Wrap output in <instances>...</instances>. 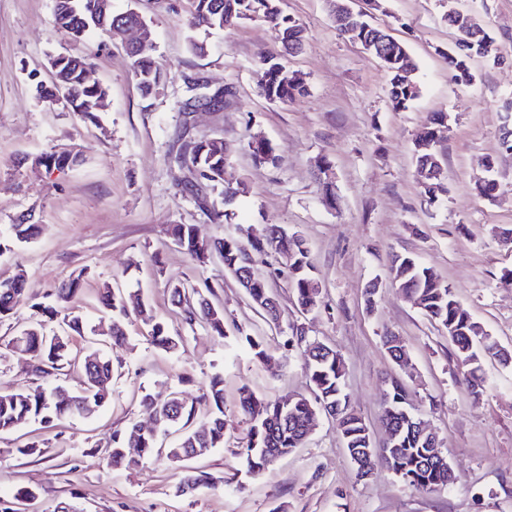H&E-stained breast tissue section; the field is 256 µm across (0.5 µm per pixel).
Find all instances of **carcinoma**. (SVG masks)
I'll return each mask as SVG.
<instances>
[{
  "label": "carcinoma",
  "instance_id": "obj_1",
  "mask_svg": "<svg viewBox=\"0 0 512 512\" xmlns=\"http://www.w3.org/2000/svg\"><path fill=\"white\" fill-rule=\"evenodd\" d=\"M55 6L54 24L73 37H80L88 30L99 31L104 36L118 38L123 27H131L144 22L134 11L112 12V0H58ZM193 10L188 25L193 30L222 29L243 20L264 21L267 18H281L289 21L288 43L285 50H301L305 35L304 29L283 15L279 0H192ZM448 24L456 26L462 39L474 38L483 41L481 57L493 58L501 51L496 39L485 28L476 35L471 27L456 25L450 19ZM132 67L140 91L153 93L163 79L161 69L146 54L131 52ZM389 71V97L396 110L408 106L417 90L408 89L413 82L416 63L409 53L395 59L383 61ZM91 66L86 58L59 54L51 61L53 90L47 91L42 83H37L39 96L51 98L56 95L68 97L67 109L79 114L83 119L95 123L99 119L101 103L108 97V90L100 83H90L85 79V71ZM262 90L267 100L285 103L305 93L302 83L293 81L291 71L274 56L263 60ZM190 96L184 103V110L195 107L216 108L222 102L217 89L195 81L187 83ZM182 144L174 155V161L182 166H192L198 173L203 188L184 184L181 192L202 203L214 224H226L232 219L229 207L244 192V184L236 183L233 188L224 184V169L232 153L231 146L222 136L211 140L193 142V139L179 135ZM416 167L419 173L438 168L443 173V156L419 147L414 149ZM38 163L48 171H64L79 165L81 157L71 151H51L38 156ZM37 224H12L6 235L0 233V254L17 242H26L36 236ZM177 243L199 264H206L212 256L224 260V270L236 276L249 268L245 259L252 253L264 255L288 254L289 283L297 302L303 311L308 312L318 306L320 292L312 287L315 277L309 261L305 240L296 233H288L279 224H265L261 231L249 226L245 229L246 238L226 234L214 240H202L192 224H177L173 228ZM392 285L417 301L424 313L435 319L448 331V340L454 347L458 365L464 370V380L471 394L483 392L486 381L483 363L489 360L483 340L486 336L474 335L473 321L468 312L458 305L448 283L442 281L432 268L425 266L412 256L398 255L391 268ZM87 280L85 270H80L61 283L41 302H30L25 295V275L19 273L8 282H0V322L14 316L17 310L26 306L31 310V322L22 329L19 338L23 340L24 351L37 366H47L61 370L69 356L70 335H84L86 322L82 316L70 310V303L77 298ZM212 292L210 285L205 289L187 285L171 288L172 302L181 311L184 322L193 327L197 324L210 329L218 336L224 335V308L210 300L204 292ZM249 298L257 309L263 311L267 319L276 324L280 312L275 305L274 293L268 282L261 276L254 278V287L249 289ZM99 304L112 312L113 343H121L126 338V322L130 319L124 300L123 290L103 285L98 293ZM144 325L150 328L153 343L167 351L173 350L175 338L170 336L164 323L156 318L150 307L143 304L136 311ZM292 338L303 347L307 376L313 391V398L301 396L289 401L264 402L248 389H242L239 409L252 423L248 443L240 452L246 471L257 476L281 458L302 447L308 440L306 432L313 415L324 404L338 408L340 431L344 447L356 470V476L365 478L377 464L384 465L405 484L418 490L435 491L448 486V455L445 451L430 458L432 447L428 437L409 428L407 419H416L410 404L407 386L399 378L391 381V390L386 397L381 420L398 432L395 443L390 447L378 448L374 445L371 433L363 418L350 405L345 392V369L341 355L333 348L323 353H315V343L306 340L300 330L292 331ZM383 346L398 367L408 361L405 345L392 334L383 336ZM85 387L83 392L71 395L56 387L48 390L41 386L11 394L0 395V434L13 431L40 419L51 422L55 419L72 416H90L98 411L107 400L108 387L112 381V361L104 355L86 356L81 364ZM203 399L211 406L209 420L201 426L203 433L196 435L192 427L195 406L186 401L178 391L168 395L142 397L144 408L161 421V430L180 426L179 439L172 446L159 445L158 437L141 433L137 424H130L123 432L112 436L110 446L104 449L105 457L114 467L137 464V461L124 454L126 448H136L142 459L163 456L171 463H178L198 456V448H220L224 446V378L212 376L203 393ZM211 482V477L203 471H186L179 479L178 487L198 488Z\"/></svg>",
  "mask_w": 512,
  "mask_h": 512
}]
</instances>
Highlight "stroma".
<instances>
[{
    "mask_svg": "<svg viewBox=\"0 0 512 512\" xmlns=\"http://www.w3.org/2000/svg\"><path fill=\"white\" fill-rule=\"evenodd\" d=\"M55 0H0V230L33 216L32 243L0 254V282L26 275L28 297L42 300L77 270L88 274L75 311L88 326L111 322L97 301L103 284L123 288L128 305L145 302L180 341L178 351L154 346L138 319L120 345L92 347L74 337L71 351L99 350L113 364L110 398L94 416L49 424L33 422L0 434V497L20 488L34 498L22 512H512V366H485L487 389L473 397L462 380L446 331L391 284L398 255L416 257L453 288L461 306L502 346L512 350V287L499 278L512 269V250L500 236L512 230V161L497 165L501 188L477 196L484 158L499 157L502 105L512 98V66L482 60L463 86L448 70L446 52L455 32L449 9L475 10L480 22L512 49V0H355L374 24L389 30L417 64L419 94L406 110H393L389 76L358 44L340 38L330 0H281L284 14L305 30L302 50L283 55L306 93L287 103L265 99L262 60L283 54L282 31L245 20L206 35L207 51L192 54L191 0H112L114 11L136 9L152 30L150 56L164 79L143 96L121 42L93 32L72 38L53 23ZM66 53L92 59V78L108 89L98 124L85 122L58 101L36 99L29 75L51 81L49 60ZM234 89L223 111L184 113L186 77ZM437 112L449 129L436 151L444 155L446 191L429 200L413 159L415 140ZM221 135L233 152L226 176L244 182L232 223H211L206 211L180 191L188 169L170 163L174 132ZM268 141L277 164L255 161L253 136ZM71 150L79 166L59 172L34 168L35 156ZM332 170L334 199L325 202L322 181ZM196 225L201 238L232 232L234 225L279 224L307 242L321 286L318 307L301 313L287 275H267L281 311L271 324L257 310L220 258L199 266L175 241L172 227ZM210 283L224 307L226 332L217 336L188 326L170 302L173 285ZM376 284L374 307L365 290ZM29 309L0 322V394L42 386L75 390L79 368L35 374L11 340L29 320ZM336 349L345 364L346 391L375 442L386 431L380 415L399 367L383 344L385 332L404 341L411 373V403L448 453L454 480L441 492L417 491L386 468L355 476L335 420L320 416L308 442L270 466L247 474L239 450L249 423L239 392L276 401L309 395L304 358L292 338ZM263 339L270 357L254 358L242 333ZM224 377V445L193 459L214 482L186 495L176 492L178 471L166 459L110 466L103 449L113 433L148 423L144 393L179 389L195 404L197 421L211 411L201 399L213 374ZM41 454L19 455L30 443Z\"/></svg>",
    "mask_w": 512,
    "mask_h": 512,
    "instance_id": "obj_1",
    "label": "stroma"
}]
</instances>
